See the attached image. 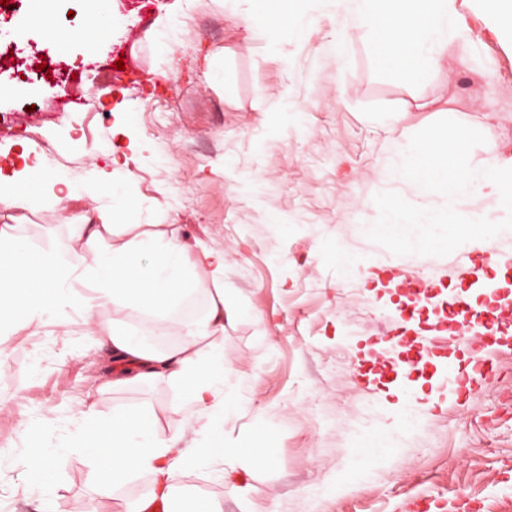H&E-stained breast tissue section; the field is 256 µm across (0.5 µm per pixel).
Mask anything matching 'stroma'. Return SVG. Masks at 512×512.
Returning <instances> with one entry per match:
<instances>
[{
	"instance_id": "stroma-1",
	"label": "stroma",
	"mask_w": 512,
	"mask_h": 512,
	"mask_svg": "<svg viewBox=\"0 0 512 512\" xmlns=\"http://www.w3.org/2000/svg\"><path fill=\"white\" fill-rule=\"evenodd\" d=\"M33 0H9L0 13V82L22 83L19 97H0V178L20 177L45 161L51 172L85 186L112 159L110 202L121 189L133 207L116 225L178 224L222 250L224 287L241 316L224 325V366L244 396L224 424L235 442L264 432L271 458L249 500L233 497L219 465L178 479L176 499L221 502L223 512H421L435 500L443 512L468 502L473 512H512V394L495 380L459 396L443 395L448 359L468 367L478 343L436 351L417 396H443L400 446H385L405 397L394 387L403 354L377 326L404 306L396 280L407 272L440 277L437 307L457 296L512 306V281L493 295L458 278L460 264L497 273L484 250L458 248L443 257L380 252L361 234L378 210L377 192L425 202L411 183L380 179L392 141L450 118L481 131L474 169L499 156L502 126L512 124V20L488 0H460L462 25L474 42H449L439 69L422 86L377 77L362 31L341 32L315 20L281 53L243 25L244 0H112L114 22L93 53L80 34L92 0H52L54 22L70 34L58 55L30 25ZM69 67L82 104L55 107L62 88L30 66ZM113 73L110 87L99 76ZM97 221L81 196L57 206L39 198L25 208L0 206V225L18 224L35 247L64 254L66 227ZM350 254V266L334 255ZM0 357V456L44 450L58 482L46 493L20 467H0V512H125L152 487L140 473L109 500L95 493L88 457L68 448L66 420L85 397L80 366L96 359L83 325H47L10 337ZM165 387L108 391L95 399L100 417L116 406H157ZM37 421L32 433L23 425ZM370 456L359 469L361 456Z\"/></svg>"
}]
</instances>
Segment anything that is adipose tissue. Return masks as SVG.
Returning a JSON list of instances; mask_svg holds the SVG:
<instances>
[{
    "instance_id": "obj_1",
    "label": "adipose tissue",
    "mask_w": 512,
    "mask_h": 512,
    "mask_svg": "<svg viewBox=\"0 0 512 512\" xmlns=\"http://www.w3.org/2000/svg\"><path fill=\"white\" fill-rule=\"evenodd\" d=\"M26 180L33 186L29 195L0 192V204L22 207L45 195L59 203L79 191L58 177L45 185L38 165L27 168ZM126 206L125 197L113 195L98 223L70 225L64 263L28 245L18 225L1 224L0 258L12 263L0 269V326H64L71 316L111 308L112 318L86 327L88 335L103 334L107 348L87 370L88 391L162 385L171 397L159 410L120 408L107 418L80 411L72 435L94 465L100 499L112 498L135 473L151 474V493L126 510L150 512L155 501H169L177 477L219 456L197 443L181 446V434L164 436L159 415L179 414L188 424L204 420L203 434L213 437L239 410L241 394L228 384L224 368V323L240 311L224 289L223 252L191 242L176 224L123 237L111 221ZM205 279L210 289H202ZM131 318L147 324L146 335L129 330ZM220 457L225 484L249 499L250 477L269 465L260 438L232 443Z\"/></svg>"
}]
</instances>
